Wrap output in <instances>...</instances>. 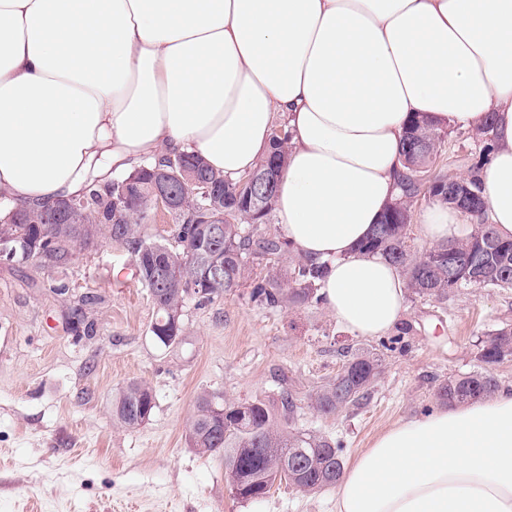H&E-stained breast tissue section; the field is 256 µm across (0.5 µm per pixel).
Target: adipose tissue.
I'll return each mask as SVG.
<instances>
[{
	"mask_svg": "<svg viewBox=\"0 0 512 512\" xmlns=\"http://www.w3.org/2000/svg\"><path fill=\"white\" fill-rule=\"evenodd\" d=\"M416 114L491 125L478 179L512 236V0H0V199L79 196L183 151L235 179L283 125L277 222L365 338L403 312L399 270L358 246L399 192ZM419 223L434 241L472 230L438 201ZM333 512H512V387L393 424L344 469Z\"/></svg>",
	"mask_w": 512,
	"mask_h": 512,
	"instance_id": "adipose-tissue-1",
	"label": "adipose tissue"
}]
</instances>
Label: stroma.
<instances>
[{"label":"stroma","instance_id":"obj_1","mask_svg":"<svg viewBox=\"0 0 512 512\" xmlns=\"http://www.w3.org/2000/svg\"><path fill=\"white\" fill-rule=\"evenodd\" d=\"M485 144L451 129L437 171L471 177ZM250 291L188 300L182 341L166 348L150 332V293L120 244L99 238L63 268L0 261V512H330L331 490L284 483L257 501L232 499L223 459L186 443L196 396L237 403L289 389L299 399L294 427L336 441L348 464L395 422L439 409L438 384L477 370L481 338L512 327V288L407 294L379 338L354 335L322 302L270 307ZM358 350L382 364L366 399L319 413L311 394ZM133 380L152 389L156 406L127 429L112 397Z\"/></svg>","mask_w":512,"mask_h":512}]
</instances>
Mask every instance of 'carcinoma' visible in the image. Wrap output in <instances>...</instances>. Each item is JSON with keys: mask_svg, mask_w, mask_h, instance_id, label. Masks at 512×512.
I'll return each instance as SVG.
<instances>
[{"mask_svg": "<svg viewBox=\"0 0 512 512\" xmlns=\"http://www.w3.org/2000/svg\"><path fill=\"white\" fill-rule=\"evenodd\" d=\"M447 133L434 127L426 118L413 119L405 133L403 155L407 172L401 180L403 198L394 202L382 220L373 226L371 236L360 249L378 254L399 268L407 278V288L415 295L443 299L448 297V274L454 275L455 287L478 282L473 272L483 276V287L512 288V240L499 237L492 224H475L471 234L457 245L438 244L420 257L411 253L407 231L414 199L422 194L448 202L447 178L429 174V167L445 142ZM286 140L272 141L271 153L261 159L256 171L279 168L286 162ZM196 170L201 183L187 193L189 202L173 214L176 223L174 243L167 244L141 235L134 219L147 210L153 171L171 173L174 181L183 177L180 165ZM126 173L106 184L92 182L78 205L96 220L94 224H57L38 219L37 205L16 209L5 216L0 208V240L15 246L13 262L25 264L35 260L43 267L61 268L76 252L93 247L104 235L120 243L130 253L135 275L148 288L156 309L150 332L156 341L169 347L181 340L183 324L172 315L183 310L185 300L194 297L211 301L237 291L249 278V264L268 263L279 256L278 238L258 232L274 211L277 193H272L256 210L245 201L240 181H230L215 171L200 155L181 153L138 168L133 183L126 184ZM224 217L220 225L222 241L216 250L224 262V280L201 278L195 240L201 236L197 220L206 211ZM496 245L483 247L486 234ZM177 270L167 281L155 278V259ZM325 266L301 262L293 272L271 267L268 275L254 283L252 299L275 307L284 300L304 304L315 296L317 283ZM512 352V329L501 328L491 334L476 352L480 369L465 375L450 376L441 382L436 398L441 402L468 404L489 397L498 387L488 367L499 363ZM347 375L339 374L330 383L310 395L311 404L323 415H335L364 397L380 375L381 360L371 352L358 351L347 359ZM155 407L150 388L131 381L113 397L112 415L120 426L134 429L145 423ZM297 402L288 390L277 397L251 402H226L209 393L197 395L194 414L186 432L187 445L197 453L224 459V474H234L241 483L236 499L259 500L266 497L275 483L297 482L305 492L334 488L343 472L341 449L311 431L291 427Z\"/></svg>", "mask_w": 512, "mask_h": 512, "instance_id": "carcinoma-1", "label": "carcinoma"}]
</instances>
